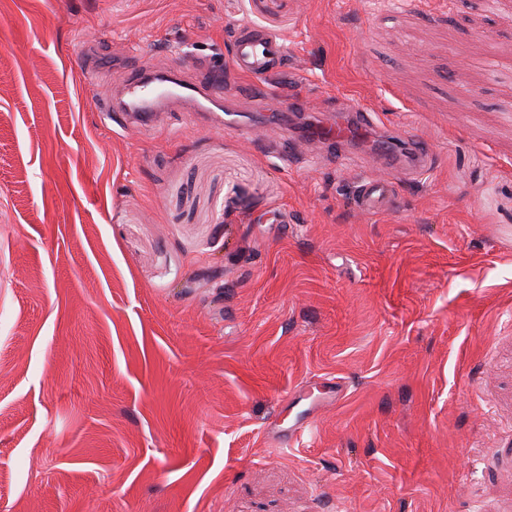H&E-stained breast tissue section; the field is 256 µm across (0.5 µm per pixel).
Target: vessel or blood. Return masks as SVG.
I'll return each instance as SVG.
<instances>
[{"mask_svg": "<svg viewBox=\"0 0 512 512\" xmlns=\"http://www.w3.org/2000/svg\"><path fill=\"white\" fill-rule=\"evenodd\" d=\"M230 54L239 75L265 80L284 66L287 47L282 36L243 22L231 37ZM208 74V81L196 83L185 79L178 70L159 75L140 69L126 78L120 102H105L102 109L124 113L127 120L142 126L150 125L157 112H200L205 103L219 100L224 88L223 69L212 68ZM318 135L337 151L355 138L356 131L354 125L336 123L320 127ZM354 203L369 214L389 212L397 206V194L391 184L368 176L360 181ZM341 391L340 384L331 379L322 384L316 395L306 387H298L291 404L299 412L289 428L280 431V439L299 442L311 430L316 414L336 402Z\"/></svg>", "mask_w": 512, "mask_h": 512, "instance_id": "1", "label": "vessel or blood"}]
</instances>
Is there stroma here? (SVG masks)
<instances>
[{"mask_svg": "<svg viewBox=\"0 0 512 512\" xmlns=\"http://www.w3.org/2000/svg\"><path fill=\"white\" fill-rule=\"evenodd\" d=\"M244 20L288 60L227 73L239 131L103 126ZM357 115L330 163L314 127ZM395 129L426 171L382 163ZM368 175L394 211L354 208ZM332 505L512 512V0H0V512ZM342 387L334 379H326L322 384L319 396H313L310 390L304 386L298 387L292 396V409L302 405L294 422L288 427V431L277 430L279 440H288V444L301 440L305 432L312 428L315 415L325 406L333 404L339 399Z\"/></svg>", "mask_w": 512, "mask_h": 512, "instance_id": "1", "label": "stroma"}]
</instances>
